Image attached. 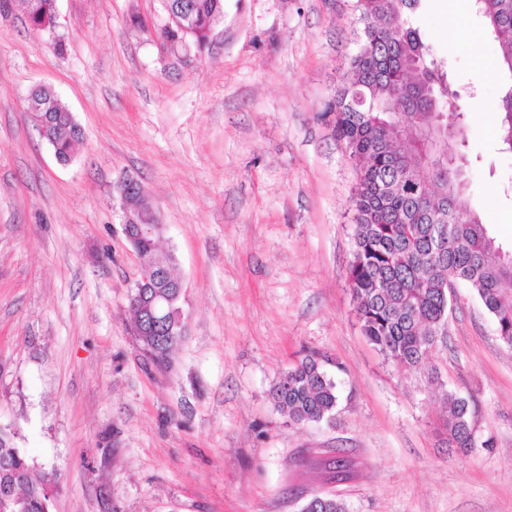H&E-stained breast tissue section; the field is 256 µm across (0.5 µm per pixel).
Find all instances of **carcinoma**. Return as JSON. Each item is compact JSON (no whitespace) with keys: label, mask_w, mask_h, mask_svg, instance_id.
Instances as JSON below:
<instances>
[{"label":"carcinoma","mask_w":512,"mask_h":512,"mask_svg":"<svg viewBox=\"0 0 512 512\" xmlns=\"http://www.w3.org/2000/svg\"><path fill=\"white\" fill-rule=\"evenodd\" d=\"M193 14L187 24L167 13L161 36L172 44L202 50L214 25L224 16V0H186ZM419 0H357L363 22L359 48L350 60V76L338 87L326 113L333 131L354 164L357 182L352 197L353 259L348 283L361 331L398 371H419L432 382L433 353L445 344L448 320L446 282L470 288L492 317L496 334L512 347V247L482 223L466 195L439 197L422 188L416 175L432 168L449 184L467 183V160L430 166L448 157V140L463 133L459 97L440 71L410 16ZM30 27L49 25L57 0H24ZM498 47L497 71L512 80V0H481L476 6ZM502 149L512 153V86L498 97ZM40 137L58 159H71L82 137L67 105L40 96L27 108ZM442 115L435 149L405 129L422 127ZM179 336H141L149 359L161 364ZM275 409L297 424L320 422L336 408V383L325 360L314 352L283 373L271 388ZM440 427L448 447L474 444L473 400L444 393ZM16 432L0 426V512H51L57 474L33 473L28 457L15 443ZM302 512H345L344 502L327 495L308 500Z\"/></svg>","instance_id":"1"}]
</instances>
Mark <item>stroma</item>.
<instances>
[{
  "instance_id": "1",
  "label": "stroma",
  "mask_w": 512,
  "mask_h": 512,
  "mask_svg": "<svg viewBox=\"0 0 512 512\" xmlns=\"http://www.w3.org/2000/svg\"><path fill=\"white\" fill-rule=\"evenodd\" d=\"M163 0H58L54 28L0 13V426L52 512H512V348L466 288L439 374H400L362 335L347 280L355 169L322 112L363 25L355 0H224L204 51L160 37ZM458 88L471 208L512 245V154L488 103L497 44L459 0L412 17ZM53 86L83 136L60 163L26 98ZM134 178L185 290L170 365L149 361L129 295L140 260L116 187ZM325 356L338 404L294 424L274 381ZM473 397L478 444L448 448L442 394ZM491 447H484V440ZM344 449L350 477L322 461Z\"/></svg>"
}]
</instances>
